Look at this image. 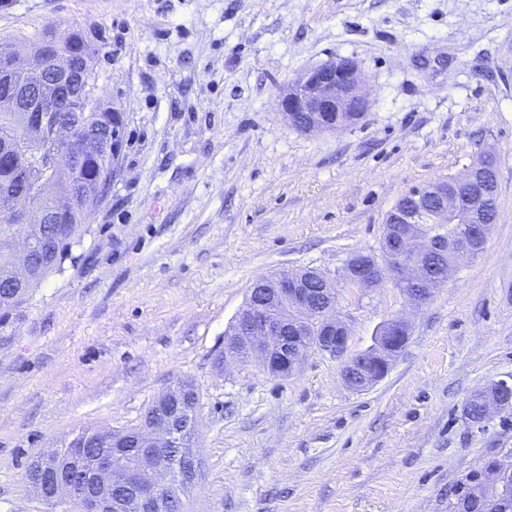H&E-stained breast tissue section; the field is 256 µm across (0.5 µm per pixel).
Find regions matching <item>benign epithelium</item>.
Instances as JSON below:
<instances>
[{"mask_svg": "<svg viewBox=\"0 0 512 512\" xmlns=\"http://www.w3.org/2000/svg\"><path fill=\"white\" fill-rule=\"evenodd\" d=\"M57 39H46L45 49L49 66L39 65L32 55L20 57L11 50L10 70L14 76V94L0 98L5 106L24 113L19 133L36 130L40 138L32 144V152L53 165V171L64 173L72 192L79 194L73 184L72 170L79 167L85 157L94 155L100 144H105L104 155L119 157L121 136L110 132L103 138L95 133L84 136L73 143V128L61 126L54 117L56 112H109L111 108L93 94L91 72L80 65L85 57L84 42L68 52H54ZM283 115L295 123L297 114L309 115L305 131H333L347 125L341 117L344 112H365L368 100L361 88L357 68L347 61L325 62L311 70L296 75L289 81L280 99ZM484 156L471 165L466 175L458 178L463 190L448 192L445 181L431 184L427 191L436 198V206H418L401 215L408 230L392 236L391 243L404 251L417 238L415 228L421 224H446L448 218L456 217L452 229L455 254L470 256L481 248L494 221L487 214L488 194L478 176H488L496 168ZM3 211L14 224H58L60 211L42 201L40 193H16L4 190L0 196ZM49 260L44 241L28 240L15 254V261L24 265L35 254ZM394 276L396 285L411 283L415 290L406 294L413 303L427 300L433 291L432 277L426 268L408 264L392 266L380 263L373 257L354 256L346 268L345 280L351 288H369L382 281V269ZM309 275L304 271L286 274L273 281L257 280L263 293L262 303L250 304L238 314L235 331L224 346V358H237L243 350L256 359L271 375L289 377L301 367V363L289 360L288 352L294 345L302 343L309 352L327 353L343 360L342 378L349 383L350 372L361 371L363 385L370 386L382 378L392 361L408 339L409 325L403 318H396L385 325L388 333L386 345L373 346L365 352L346 356L350 338L349 328L336 312V289L325 281L321 289V301L311 296L307 288ZM186 388L173 389V393L161 398L158 410L149 414L143 423L132 430L112 433V455L102 456L97 461L95 477L99 483L79 486L71 482L64 470L50 466L49 480L39 485L40 495L50 501L67 500L77 512H166L169 503L177 498L174 473L182 469L179 458L166 452V448L177 443L171 416L164 413L171 407L180 406L188 397ZM483 418L492 411L502 409L503 402L492 386L481 395ZM141 446L140 462L124 470L120 483L134 488L130 497H115L105 477L112 466L123 459L128 442ZM482 500L493 505L495 512H512V488L494 482L477 491Z\"/></svg>", "mask_w": 512, "mask_h": 512, "instance_id": "obj_1", "label": "benign epithelium"}]
</instances>
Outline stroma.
I'll list each match as a JSON object with an SVG mask.
<instances>
[{
	"label": "stroma",
	"instance_id": "1",
	"mask_svg": "<svg viewBox=\"0 0 512 512\" xmlns=\"http://www.w3.org/2000/svg\"><path fill=\"white\" fill-rule=\"evenodd\" d=\"M96 50L93 94L123 117L112 184L59 270L0 329V512H70L27 470L85 429L126 430L182 380L200 392L201 474L184 512H448L512 407L471 423L475 391L512 385V0H11L0 42L51 27ZM352 62L369 106L303 133L290 79ZM497 162L498 217L429 302L392 279L349 291L386 215L415 187ZM333 283L348 355L402 317L385 376L349 388L312 353L289 378L221 367L254 282Z\"/></svg>",
	"mask_w": 512,
	"mask_h": 512
}]
</instances>
